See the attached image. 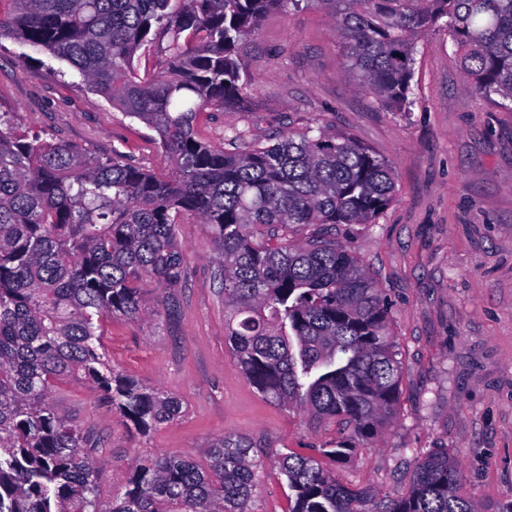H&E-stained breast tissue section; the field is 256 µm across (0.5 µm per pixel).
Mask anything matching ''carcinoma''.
<instances>
[{"label":"carcinoma","instance_id":"1","mask_svg":"<svg viewBox=\"0 0 512 512\" xmlns=\"http://www.w3.org/2000/svg\"><path fill=\"white\" fill-rule=\"evenodd\" d=\"M336 25L347 71L391 112L410 111L414 55L444 30L465 88L512 103V0H306ZM300 0H0V35L67 63L95 94L156 133L165 174L125 153L92 156L14 129L0 113V512H250L264 460L226 434L203 467L167 452L135 461L102 500L92 442L53 404L74 377L102 393L137 432L184 415L174 396L117 374L101 352L100 319L150 309L141 284L176 288L186 270L178 224L208 226L227 340L269 402L302 409L346 437L318 452L347 460L397 413L400 371L389 303L336 242L338 224H373L392 203L386 161L326 128L255 142L200 119L247 112L240 50L271 10ZM145 61L144 73L134 60ZM300 224L317 227L289 239ZM288 512H477L445 448L417 454L405 495L337 481L312 455L275 459Z\"/></svg>","mask_w":512,"mask_h":512}]
</instances>
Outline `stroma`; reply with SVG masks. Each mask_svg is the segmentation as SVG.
Wrapping results in <instances>:
<instances>
[{"label": "stroma", "instance_id": "1", "mask_svg": "<svg viewBox=\"0 0 512 512\" xmlns=\"http://www.w3.org/2000/svg\"><path fill=\"white\" fill-rule=\"evenodd\" d=\"M344 45L318 9L270 11L248 38L241 76L248 112L201 121L218 140L229 124L264 141L307 128L353 136L395 174L391 205L373 224L332 233L382 288L401 368L397 415L350 462L324 459L342 483L382 494L406 493L417 451L445 448L465 474L480 512L512 504V106L472 96L447 34L422 37L402 116L358 90L342 68ZM48 53L0 38V113L16 130L44 133L92 155L120 150L144 168L165 170L154 133L89 91L75 74L59 76ZM188 249L179 287L156 291L142 320L107 315L102 350L115 369L179 398L184 417L150 436L133 433L83 383H57L53 401L97 438L102 497L131 463L159 451L205 462L227 434L249 437L264 457L251 512H287L288 487L274 453H315L336 440V425L313 427L306 414L267 401L247 380L225 340L224 304L206 225H179Z\"/></svg>", "mask_w": 512, "mask_h": 512}]
</instances>
